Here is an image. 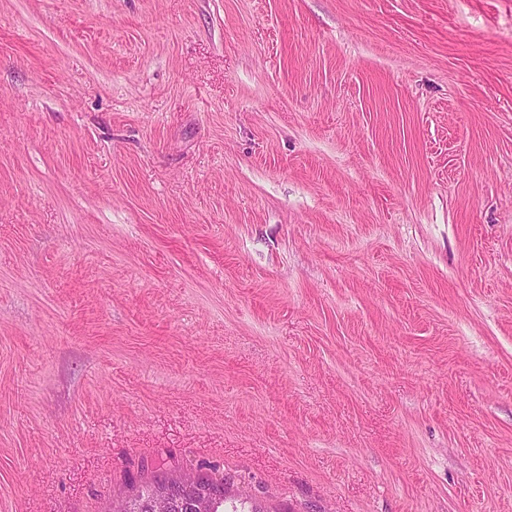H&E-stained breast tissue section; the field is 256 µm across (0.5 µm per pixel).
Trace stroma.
I'll use <instances>...</instances> for the list:
<instances>
[{"label": "stroma", "mask_w": 512, "mask_h": 512, "mask_svg": "<svg viewBox=\"0 0 512 512\" xmlns=\"http://www.w3.org/2000/svg\"><path fill=\"white\" fill-rule=\"evenodd\" d=\"M160 469L512 512V0H0V512Z\"/></svg>", "instance_id": "stroma-1"}]
</instances>
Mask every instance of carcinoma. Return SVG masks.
Segmentation results:
<instances>
[{
	"label": "carcinoma",
	"mask_w": 512,
	"mask_h": 512,
	"mask_svg": "<svg viewBox=\"0 0 512 512\" xmlns=\"http://www.w3.org/2000/svg\"><path fill=\"white\" fill-rule=\"evenodd\" d=\"M225 484L222 476L201 475L197 484L187 487L181 479L161 471L153 474L126 499L127 512H154V497L163 492L169 496V512H264L256 506L246 511L235 503L226 505Z\"/></svg>",
	"instance_id": "1"
}]
</instances>
